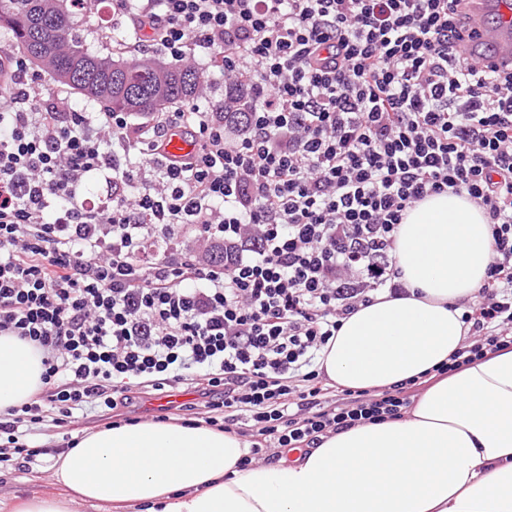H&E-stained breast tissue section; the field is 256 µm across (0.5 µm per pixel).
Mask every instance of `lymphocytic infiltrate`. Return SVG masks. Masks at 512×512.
<instances>
[{
  "label": "lymphocytic infiltrate",
  "instance_id": "obj_1",
  "mask_svg": "<svg viewBox=\"0 0 512 512\" xmlns=\"http://www.w3.org/2000/svg\"><path fill=\"white\" fill-rule=\"evenodd\" d=\"M468 0H112L149 31L145 58L206 56L252 94L131 124L45 93L25 55L0 54V335L43 355V386L0 413V462L45 455L25 437L126 406L142 384H186L214 427L246 421L239 465L319 435L401 418L412 381L330 396L319 359L343 319L404 293L406 213L466 195L494 257L443 376L512 347V69L463 62ZM198 143L170 160L171 129ZM111 185L95 204L93 176ZM166 245L152 255V243ZM224 251L215 261L213 249Z\"/></svg>",
  "mask_w": 512,
  "mask_h": 512
}]
</instances>
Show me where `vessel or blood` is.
Instances as JSON below:
<instances>
[{
	"mask_svg": "<svg viewBox=\"0 0 512 512\" xmlns=\"http://www.w3.org/2000/svg\"><path fill=\"white\" fill-rule=\"evenodd\" d=\"M465 22L474 36L463 43L462 59L488 67L512 65V5L507 0H470Z\"/></svg>",
	"mask_w": 512,
	"mask_h": 512,
	"instance_id": "obj_1",
	"label": "vessel or blood"
}]
</instances>
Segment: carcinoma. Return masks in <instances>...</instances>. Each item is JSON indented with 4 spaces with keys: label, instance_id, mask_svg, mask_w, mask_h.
Returning a JSON list of instances; mask_svg holds the SVG:
<instances>
[{
    "label": "carcinoma",
    "instance_id": "1",
    "mask_svg": "<svg viewBox=\"0 0 512 512\" xmlns=\"http://www.w3.org/2000/svg\"><path fill=\"white\" fill-rule=\"evenodd\" d=\"M72 0H0V27L9 30L15 47L44 64L57 81L103 104L112 112H155L167 105L188 103L196 94L199 73L191 66H164L135 54L114 59L85 49L74 23ZM224 116L241 117L248 94L231 84Z\"/></svg>",
    "mask_w": 512,
    "mask_h": 512
}]
</instances>
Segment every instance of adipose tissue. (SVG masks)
Segmentation results:
<instances>
[{
  "label": "adipose tissue",
  "instance_id": "obj_1",
  "mask_svg": "<svg viewBox=\"0 0 512 512\" xmlns=\"http://www.w3.org/2000/svg\"><path fill=\"white\" fill-rule=\"evenodd\" d=\"M406 294L345 319L320 365L338 387L377 392L447 362L493 258L468 198L434 194L398 231ZM41 354L0 335V412L41 386ZM247 446L205 426L142 422L75 437L56 478L120 512H512V350L430 384L403 418L322 437L291 459L238 469Z\"/></svg>",
  "mask_w": 512,
  "mask_h": 512
}]
</instances>
